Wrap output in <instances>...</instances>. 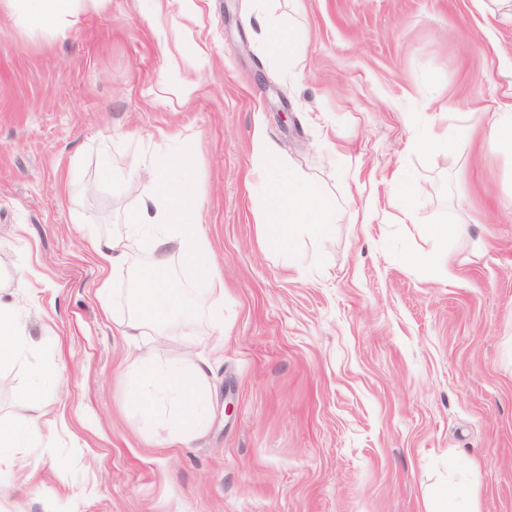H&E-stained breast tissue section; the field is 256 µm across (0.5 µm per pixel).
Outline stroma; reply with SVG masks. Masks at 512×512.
Wrapping results in <instances>:
<instances>
[{
    "instance_id": "obj_1",
    "label": "stroma",
    "mask_w": 512,
    "mask_h": 512,
    "mask_svg": "<svg viewBox=\"0 0 512 512\" xmlns=\"http://www.w3.org/2000/svg\"><path fill=\"white\" fill-rule=\"evenodd\" d=\"M256 7L69 0L45 27L0 0V295L35 340L0 366V421L44 426L0 512H468L464 489L512 512V156L485 146L512 113V5L265 0L307 30L292 79ZM427 124L469 133L425 154ZM259 125L285 175L335 200L326 238L260 242ZM162 152L188 165L218 277L173 257L189 311L133 338L149 248L127 240L104 305L91 243L124 231ZM448 223L468 233L437 281L412 260L417 227ZM139 348L206 360V433L143 426L125 370ZM59 362L33 408L24 389Z\"/></svg>"
}]
</instances>
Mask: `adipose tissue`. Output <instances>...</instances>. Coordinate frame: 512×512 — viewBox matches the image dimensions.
<instances>
[{"mask_svg":"<svg viewBox=\"0 0 512 512\" xmlns=\"http://www.w3.org/2000/svg\"><path fill=\"white\" fill-rule=\"evenodd\" d=\"M278 157L277 145L263 132H256L253 165L267 179L283 217L279 224L262 221V233L283 243L300 231L315 239L326 236L336 221L335 203L315 186L280 178ZM173 165V160L165 156L152 163L149 175L154 191L141 200L128 227L129 233L146 236L152 253V261L141 271L137 285L139 313L144 321H158L186 311L182 294L168 275L173 256L182 257L203 276L214 274L208 241L198 233L196 225L184 221L193 205L189 178L171 177ZM464 231L461 224L418 225L417 232L429 248L415 256V263L426 267L433 276H442L448 265V244ZM33 344L13 301L0 298V366L20 358ZM130 367L134 377L131 396L144 419L153 417L157 404L171 401L176 411L167 423L170 435L189 437L206 430V373L200 364H193L188 370L179 365L159 367L150 354L140 352L131 359Z\"/></svg>","mask_w":512,"mask_h":512,"instance_id":"obj_1","label":"adipose tissue"}]
</instances>
